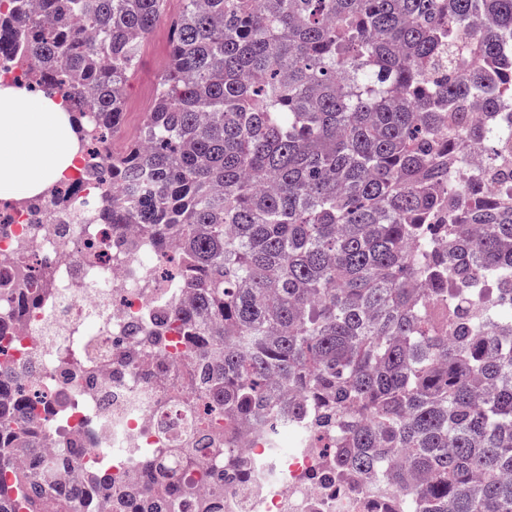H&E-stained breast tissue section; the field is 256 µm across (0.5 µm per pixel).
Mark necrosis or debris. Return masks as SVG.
<instances>
[{
	"instance_id": "necrosis-or-debris-1",
	"label": "necrosis or debris",
	"mask_w": 512,
	"mask_h": 512,
	"mask_svg": "<svg viewBox=\"0 0 512 512\" xmlns=\"http://www.w3.org/2000/svg\"><path fill=\"white\" fill-rule=\"evenodd\" d=\"M90 162L108 169L106 144L82 147L75 168L56 181L52 194L23 204L0 199V254L11 258L0 265V316H11L15 266L46 268L54 288L51 303L30 305L8 340L0 339V361L29 375L37 392L31 405L63 408L45 444L83 449V467L71 481L81 512H123L140 497L143 457L193 422L182 407L195 390L179 336L160 353L140 348L157 303L182 304L189 290L182 277L158 278L169 252L143 248L141 236L103 222L112 181L87 179ZM136 348L140 356L129 359ZM76 349L90 363L93 380L79 378L67 360ZM334 443V436L320 441L299 430L286 446L254 430L221 432L187 475L193 497H166L163 512H196V498L217 472L224 476V512H386L397 495L391 482L355 477L339 483L320 475L318 459ZM102 448L112 451V482L121 496L104 494L89 479ZM228 448L248 455L247 479L229 471Z\"/></svg>"
}]
</instances>
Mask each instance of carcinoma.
I'll list each match as a JSON object with an SVG mask.
<instances>
[{"label":"carcinoma","mask_w":512,"mask_h":512,"mask_svg":"<svg viewBox=\"0 0 512 512\" xmlns=\"http://www.w3.org/2000/svg\"><path fill=\"white\" fill-rule=\"evenodd\" d=\"M0 48L120 132L125 87L164 0H42ZM512 0H184L155 104L106 217L179 247L195 302L144 344L215 351L190 369L237 424L288 414L336 433L323 474L383 473L423 512H512ZM480 148L496 167L460 170ZM0 367V512H70L82 449L44 460L45 426ZM185 432L172 453L194 465ZM167 450L146 498L183 491ZM95 477L112 487V455ZM221 508L224 474L211 480Z\"/></svg>","instance_id":"carcinoma-1"}]
</instances>
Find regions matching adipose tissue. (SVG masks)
Returning <instances> with one entry per match:
<instances>
[{"label":"adipose tissue","instance_id":"ef3b65f1","mask_svg":"<svg viewBox=\"0 0 512 512\" xmlns=\"http://www.w3.org/2000/svg\"><path fill=\"white\" fill-rule=\"evenodd\" d=\"M76 160L61 102L0 84V198H32Z\"/></svg>","mask_w":512,"mask_h":512}]
</instances>
